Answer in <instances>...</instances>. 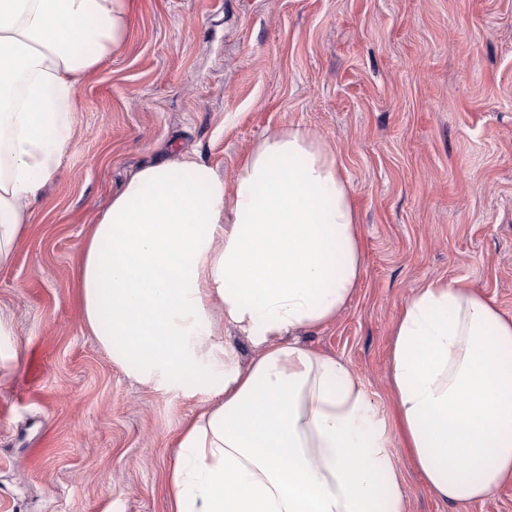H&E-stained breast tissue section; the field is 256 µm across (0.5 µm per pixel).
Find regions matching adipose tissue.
I'll return each mask as SVG.
<instances>
[{
	"mask_svg": "<svg viewBox=\"0 0 512 512\" xmlns=\"http://www.w3.org/2000/svg\"><path fill=\"white\" fill-rule=\"evenodd\" d=\"M132 0H0V269L74 138L81 80L127 41ZM353 189L308 129L263 136L229 177L189 155L140 165L84 244V326L159 388L216 401L182 426L170 512H407L385 422L342 361L293 343L359 285ZM220 308L258 349L240 369ZM395 426L450 512L512 482V318L460 281L393 328Z\"/></svg>",
	"mask_w": 512,
	"mask_h": 512,
	"instance_id": "adipose-tissue-1",
	"label": "adipose tissue"
}]
</instances>
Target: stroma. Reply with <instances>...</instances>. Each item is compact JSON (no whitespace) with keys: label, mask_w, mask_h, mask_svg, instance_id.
I'll return each instance as SVG.
<instances>
[{"label":"stroma","mask_w":512,"mask_h":512,"mask_svg":"<svg viewBox=\"0 0 512 512\" xmlns=\"http://www.w3.org/2000/svg\"><path fill=\"white\" fill-rule=\"evenodd\" d=\"M75 137L0 270V512H169L202 389L136 382L82 323L84 241L142 163L229 176L299 125L336 153L360 216V285L299 345L340 358L392 419L394 324L461 279L512 318V0H133L124 47L77 89ZM409 512H445L398 435Z\"/></svg>","instance_id":"obj_1"}]
</instances>
